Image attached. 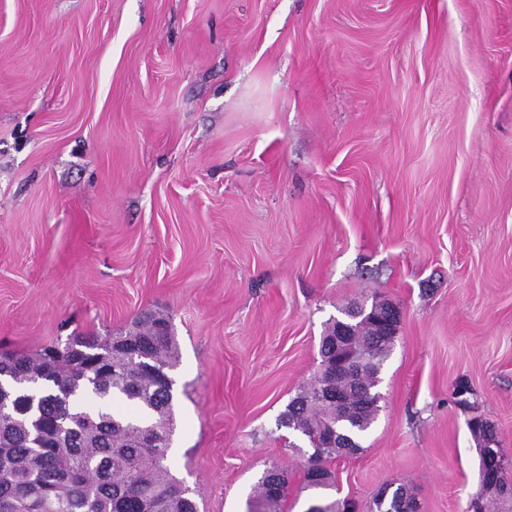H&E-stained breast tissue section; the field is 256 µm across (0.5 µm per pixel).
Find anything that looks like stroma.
Instances as JSON below:
<instances>
[{
    "label": "stroma",
    "instance_id": "obj_1",
    "mask_svg": "<svg viewBox=\"0 0 512 512\" xmlns=\"http://www.w3.org/2000/svg\"><path fill=\"white\" fill-rule=\"evenodd\" d=\"M378 297L401 322L339 494L472 512L471 419L512 457V0H0V350L167 315L199 512L273 465L306 512L279 416ZM391 485L392 484L386 485L381 494L373 500V508L371 509V512H417V503L411 493H409V490L406 488V486L400 484L392 492H390L388 489L391 487ZM385 493H387V496L385 499H383ZM404 501L405 504L403 505H405L407 509L410 508V503L414 501L415 508L412 509V511H400ZM374 509L376 511H374Z\"/></svg>",
    "mask_w": 512,
    "mask_h": 512
}]
</instances>
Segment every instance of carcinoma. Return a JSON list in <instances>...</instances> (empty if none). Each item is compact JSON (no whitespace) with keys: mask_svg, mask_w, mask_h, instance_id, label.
Instances as JSON below:
<instances>
[{"mask_svg":"<svg viewBox=\"0 0 512 512\" xmlns=\"http://www.w3.org/2000/svg\"><path fill=\"white\" fill-rule=\"evenodd\" d=\"M337 318L329 319L320 338L321 361L336 358ZM374 330L357 329V342L378 359L364 371L361 384L341 386L348 405L362 421L342 425L360 439L378 417L377 397L368 395L392 353L394 338L373 341ZM179 359L171 325L162 314L144 312L125 332L101 339L74 333L33 355H0V512H199L189 488L171 472L169 437L173 430V380ZM317 374L292 399L279 420L283 427L323 439L336 425V405L316 398ZM120 397L137 416L112 413ZM336 449L321 448L305 468L333 475ZM312 487L305 476V488ZM314 488V487H312ZM336 482L314 491L323 512H336L329 492ZM288 475L268 468L254 487L249 512H283ZM414 497L405 485L373 500L376 512H400Z\"/></svg>","mask_w":512,"mask_h":512,"instance_id":"carcinoma-1","label":"carcinoma"}]
</instances>
